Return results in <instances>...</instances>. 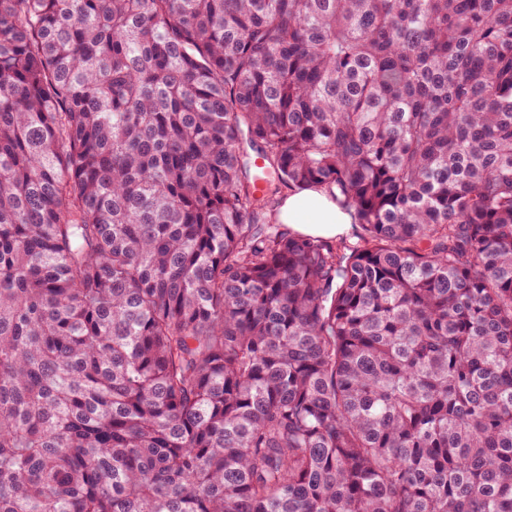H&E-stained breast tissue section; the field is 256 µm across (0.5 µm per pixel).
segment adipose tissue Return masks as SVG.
Returning a JSON list of instances; mask_svg holds the SVG:
<instances>
[{"instance_id": "1", "label": "adipose tissue", "mask_w": 512, "mask_h": 512, "mask_svg": "<svg viewBox=\"0 0 512 512\" xmlns=\"http://www.w3.org/2000/svg\"><path fill=\"white\" fill-rule=\"evenodd\" d=\"M278 223L294 232L328 239L349 229L352 218L340 210L331 196L321 189H310L285 197L278 208Z\"/></svg>"}]
</instances>
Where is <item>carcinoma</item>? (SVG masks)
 I'll list each match as a JSON object with an SVG mask.
<instances>
[{"label": "carcinoma", "mask_w": 512, "mask_h": 512, "mask_svg": "<svg viewBox=\"0 0 512 512\" xmlns=\"http://www.w3.org/2000/svg\"><path fill=\"white\" fill-rule=\"evenodd\" d=\"M0 512H512V0H0ZM349 214L336 206L331 196L321 189H310L285 197L278 208V224H287L294 232L328 239L349 229Z\"/></svg>", "instance_id": "obj_1"}]
</instances>
